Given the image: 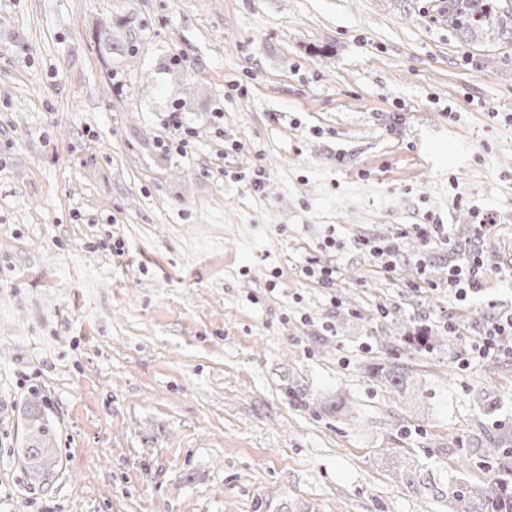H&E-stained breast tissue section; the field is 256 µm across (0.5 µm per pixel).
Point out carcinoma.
Instances as JSON below:
<instances>
[{
    "mask_svg": "<svg viewBox=\"0 0 512 512\" xmlns=\"http://www.w3.org/2000/svg\"><path fill=\"white\" fill-rule=\"evenodd\" d=\"M501 13L491 0H448V26L468 36L478 30H497L508 40L512 39V7ZM448 337L439 333L428 337L426 346L405 341L403 348L409 352L433 351ZM373 379L396 394L412 388L414 374L395 360L373 367ZM25 438L17 449L18 464L27 478L28 486L35 489L46 484L54 470L57 454L52 447L50 428L42 410L31 405L25 415ZM461 462L478 461L491 479L487 483L465 484L461 481H439L434 472L422 464L394 467L393 476L408 488L423 491L446 503L445 512H512V436L504 433L490 445L483 447L465 440L459 453Z\"/></svg>",
    "mask_w": 512,
    "mask_h": 512,
    "instance_id": "1",
    "label": "carcinoma"
}]
</instances>
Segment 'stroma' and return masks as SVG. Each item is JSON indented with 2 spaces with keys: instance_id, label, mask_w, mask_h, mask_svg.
<instances>
[{
  "instance_id": "35a3bbf8",
  "label": "stroma",
  "mask_w": 512,
  "mask_h": 512,
  "mask_svg": "<svg viewBox=\"0 0 512 512\" xmlns=\"http://www.w3.org/2000/svg\"><path fill=\"white\" fill-rule=\"evenodd\" d=\"M447 6L0 0V512H441L385 466L411 448L486 480L458 441L512 432V355L417 353V402L368 373L422 317L512 309L496 275L432 288L455 252L409 230L467 245L484 203L512 262V41L462 39ZM362 238L398 240L399 269ZM34 395L57 451L37 491ZM414 224L412 230L415 235L426 245L436 244L440 246L453 247L454 241L445 224ZM303 275L322 285L333 284L336 279V267L331 264H319L316 260H311L302 268ZM38 405H31L25 415L23 448H17L18 464L27 478L28 486L36 490L46 484L57 462L56 448L52 447L50 428Z\"/></svg>"
}]
</instances>
